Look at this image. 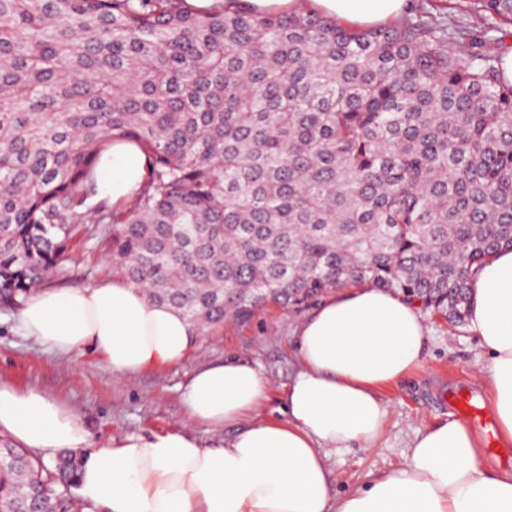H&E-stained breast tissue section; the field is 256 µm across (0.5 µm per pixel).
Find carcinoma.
Returning a JSON list of instances; mask_svg holds the SVG:
<instances>
[{
	"label": "carcinoma",
	"instance_id": "carcinoma-1",
	"mask_svg": "<svg viewBox=\"0 0 512 512\" xmlns=\"http://www.w3.org/2000/svg\"><path fill=\"white\" fill-rule=\"evenodd\" d=\"M469 4L451 33L422 4L363 29L313 0H0V306L68 277L89 224L200 331L358 285L465 324L512 247V0ZM116 141L150 170L119 205L96 179ZM82 464L0 448V512H78Z\"/></svg>",
	"mask_w": 512,
	"mask_h": 512
}]
</instances>
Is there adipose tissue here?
Segmentation results:
<instances>
[{
  "label": "adipose tissue",
  "instance_id": "ef3b65f1",
  "mask_svg": "<svg viewBox=\"0 0 512 512\" xmlns=\"http://www.w3.org/2000/svg\"><path fill=\"white\" fill-rule=\"evenodd\" d=\"M330 18L371 27L407 0H314ZM100 190L120 203L148 177L139 146L119 142L97 167ZM469 327L488 356V403L499 441L512 445V249L472 283ZM24 338L60 354L90 349L117 374L182 361L196 331L121 277L40 288L15 316ZM427 328L415 305L371 287L326 297L298 330L300 369L287 419L254 423L222 446L190 434H130L91 447L76 412L45 393L0 383V436L50 458L86 449L75 494L83 512H512V469L492 470L479 433L462 419L417 430L393 470L337 495L328 458L381 437L383 387L422 363ZM257 367L233 359L197 371L183 393L191 420L212 430L239 423L268 399Z\"/></svg>",
  "mask_w": 512,
  "mask_h": 512
}]
</instances>
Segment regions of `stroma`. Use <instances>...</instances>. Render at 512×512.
<instances>
[{
  "label": "stroma",
  "instance_id": "1",
  "mask_svg": "<svg viewBox=\"0 0 512 512\" xmlns=\"http://www.w3.org/2000/svg\"><path fill=\"white\" fill-rule=\"evenodd\" d=\"M67 263L65 287L112 278L101 239L78 231ZM307 311H288L270 305L246 324L224 323L194 336L184 360L123 376L93 351L63 356L19 336L12 313L0 310V381L20 389L36 388L74 407L93 445L135 433L143 436L181 431L207 447L223 445L224 435L190 422L182 401L189 377L197 370L227 358L261 369L271 380L269 399L258 418L285 421V392L298 367L296 336ZM421 317L429 330L420 367L386 387L388 405L383 436L370 448L361 446L329 460L334 487L346 494L359 486L367 473L384 472L399 465L408 453L416 429L444 424L455 417L446 398L467 395L482 417H490L487 363L469 326L453 327L429 312Z\"/></svg>",
  "mask_w": 512,
  "mask_h": 512
}]
</instances>
